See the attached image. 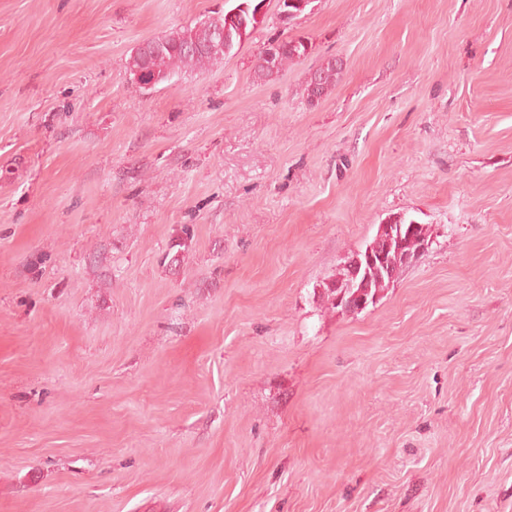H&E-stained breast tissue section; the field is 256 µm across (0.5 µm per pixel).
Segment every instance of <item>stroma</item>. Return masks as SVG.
Here are the masks:
<instances>
[{"instance_id":"obj_1","label":"stroma","mask_w":512,"mask_h":512,"mask_svg":"<svg viewBox=\"0 0 512 512\" xmlns=\"http://www.w3.org/2000/svg\"><path fill=\"white\" fill-rule=\"evenodd\" d=\"M223 3L0 0V512H512V0H320L261 82L270 0L132 82ZM399 214L428 250L331 309ZM261 7L257 17L256 13L261 6V0H227L224 4V16L218 13L198 22L197 29L207 33L208 48L193 47L191 36L192 27L172 29L161 37L154 39V46L150 49L147 63L143 66V56L138 53L130 55L128 69L133 80L139 87L146 90L154 89L159 82L163 84L181 73L205 71L212 66L222 63L225 58L233 56L241 45L252 38L253 34L266 23L267 0ZM237 10L236 13H231ZM215 33L219 38H214ZM224 49L220 50V49ZM217 50V51H213ZM157 72H155V71ZM160 76V78H159ZM157 85V86H158ZM274 52V50H266L265 58L267 63H265V65L268 68L275 69L277 61V73H279L289 63H293L305 57L308 54V44L300 37L283 39L280 50L276 52V61H274ZM342 64L336 58H328L324 60L321 65L316 69L315 88L312 79L307 80L304 87V96L309 105L318 103L320 99L326 96L332 88L336 86L342 76Z\"/></svg>"}]
</instances>
